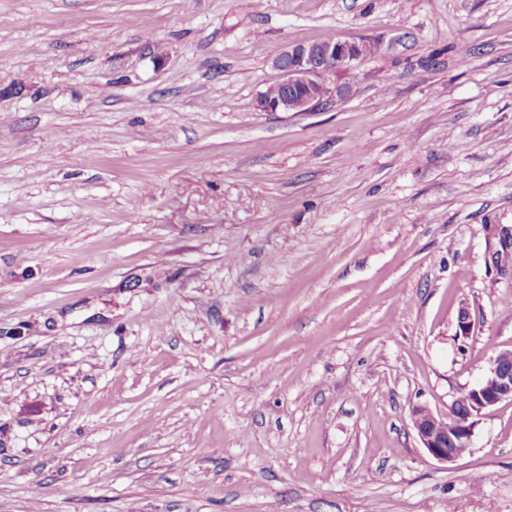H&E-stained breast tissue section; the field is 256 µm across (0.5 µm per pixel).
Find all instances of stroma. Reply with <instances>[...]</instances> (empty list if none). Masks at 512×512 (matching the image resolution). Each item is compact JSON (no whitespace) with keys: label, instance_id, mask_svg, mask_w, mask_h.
Instances as JSON below:
<instances>
[{"label":"stroma","instance_id":"stroma-1","mask_svg":"<svg viewBox=\"0 0 512 512\" xmlns=\"http://www.w3.org/2000/svg\"><path fill=\"white\" fill-rule=\"evenodd\" d=\"M504 349L512 0H0V512H512ZM372 49V50H371ZM374 48L368 42L355 43L333 39L327 42L294 43L280 52L272 61L279 72L276 81L284 89L278 93L277 84L260 92L254 101L259 112H306L342 99L348 87L330 83L329 76L351 67L369 55ZM300 89L304 94L296 99L293 92ZM467 400L463 417L435 414L426 406H417L411 412L412 425L422 448L439 462H454L470 450L483 410L512 401V349L500 351L490 360L484 378L452 401L450 413L462 409Z\"/></svg>","mask_w":512,"mask_h":512}]
</instances>
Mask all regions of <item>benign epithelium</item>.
<instances>
[{"label":"benign epithelium","mask_w":512,"mask_h":512,"mask_svg":"<svg viewBox=\"0 0 512 512\" xmlns=\"http://www.w3.org/2000/svg\"><path fill=\"white\" fill-rule=\"evenodd\" d=\"M372 45L333 39L327 42L294 43L272 61L279 72L283 93L264 90L254 101L258 112H306L342 99L348 87L329 81V76L351 67L369 55ZM512 401V349L490 360L484 378L470 390L464 415L436 414L426 406L411 412V421L423 448L435 460L451 463L472 447L474 430L482 411Z\"/></svg>","instance_id":"7a95c632"}]
</instances>
